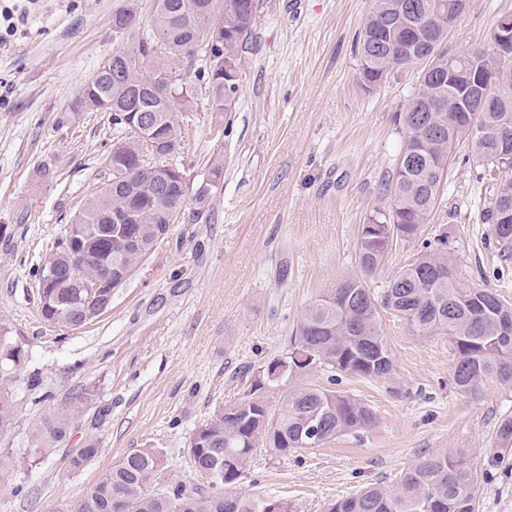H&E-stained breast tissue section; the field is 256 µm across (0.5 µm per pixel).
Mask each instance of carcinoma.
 Listing matches in <instances>:
<instances>
[{"label":"carcinoma","mask_w":512,"mask_h":512,"mask_svg":"<svg viewBox=\"0 0 512 512\" xmlns=\"http://www.w3.org/2000/svg\"><path fill=\"white\" fill-rule=\"evenodd\" d=\"M442 1L455 14L461 0H375V6L357 35L355 50L360 61V81L366 85L384 81L393 72L431 68L448 74V38L444 20L409 30L412 18L406 6L427 16ZM257 9L256 0H154L148 28L130 44L112 53L86 82L76 112H109L112 116V153L106 157L108 183L89 198L76 223L87 228L71 246L57 242L36 276L48 268L57 272L60 288L39 296L43 318L64 329L84 326L98 318L97 311L65 287L77 252L94 258L85 268L86 280L102 273L101 264L112 262V281L127 269L139 267L155 247L162 231L170 229L171 212L186 206L187 195L178 160L184 117L203 109L221 115L236 106L242 77L243 54ZM221 34L224 66L209 63L207 39ZM175 78L173 94L154 93L145 82L147 71ZM194 79L186 80L189 72ZM448 99V91L418 80L404 114L418 115L421 123L406 130V138L394 173L382 181L379 195L388 199L361 225L358 263L361 274L341 280L324 290L304 310L294 336L281 354L264 362L254 373L246 395L218 407L200 425L189 442V464L206 480L209 489L183 480L163 479L164 457L157 448H133L101 474L93 488L76 505L75 512H295L285 499H271L233 490L257 450L277 457L305 449L311 442L312 418L320 421V442L367 428L376 414L366 402L344 392L319 385L295 386L288 379L307 376L319 367L364 378H384L394 367L392 347L381 327V310L407 321L418 336L448 337L456 356L455 387L466 394L478 392L487 380L512 388V334L500 332L512 323V304L489 288L460 287L458 267L448 255V242H421L416 257L387 282L377 300L366 278L380 270L393 246L419 239L438 200L453 147L468 143L481 167L477 181H495L497 188L479 198L475 212L481 223L492 225L493 236L504 259L512 256V223L500 224L499 209L512 203V150H502L495 139L476 142L466 115L435 104ZM133 109L156 122L157 148L166 152L163 168L145 169V147L138 132L123 121L121 111L129 99ZM476 124L490 132L512 135V60L504 64L501 83L477 113ZM126 211V241L108 240L94 233L98 225L112 223V212ZM22 349L0 335V370L22 364ZM288 371L281 381L270 380L281 363ZM281 392L273 405L267 395ZM91 392L37 431L43 444L33 449L28 463L39 461L50 448L65 440L70 419L82 413ZM14 419L12 398L0 392V431ZM512 444V419L497 427L495 447ZM98 443L90 439L69 460L74 470L98 455ZM484 474L462 450L446 453L405 471L390 486L373 485L353 496L335 501L328 512H475Z\"/></svg>","instance_id":"carcinoma-1"}]
</instances>
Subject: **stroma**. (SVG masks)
Returning a JSON list of instances; mask_svg holds the SVG:
<instances>
[{"mask_svg":"<svg viewBox=\"0 0 512 512\" xmlns=\"http://www.w3.org/2000/svg\"><path fill=\"white\" fill-rule=\"evenodd\" d=\"M134 6L148 22L153 0H43L15 35L0 41V320L25 358L0 390L14 421L0 451L18 460L32 427L83 391L93 402L40 464L0 487V512H72L127 451L153 447L168 476L197 482L187 452L216 406L243 396L252 372L280 354L305 308L358 274L359 228L386 207L378 185L394 171L406 130L399 117L417 85L401 71L363 90L353 51L374 0H259L235 110L192 113L179 159L190 192L170 234L112 293L98 319L75 330L49 326L38 310L35 268L103 183L112 123L78 112L87 80L126 43L112 27ZM512 0H469L445 43L448 53L488 47ZM229 128L218 135L216 121ZM220 162V177L211 174ZM475 171L449 160L437 205L421 236L447 238L464 288H491L512 302V259L501 260L489 225L467 205ZM394 352L391 376L310 374L368 403L374 425L284 458L258 453L239 491L283 498L296 512H327L363 488L393 485L426 458L464 448L488 477L476 512H512V456L492 462L512 389L494 382L478 395L452 382L444 336L415 335L383 314ZM110 414L93 427L98 407ZM98 456L79 470L68 454L88 439Z\"/></svg>","mask_w":512,"mask_h":512,"instance_id":"1","label":"stroma"}]
</instances>
